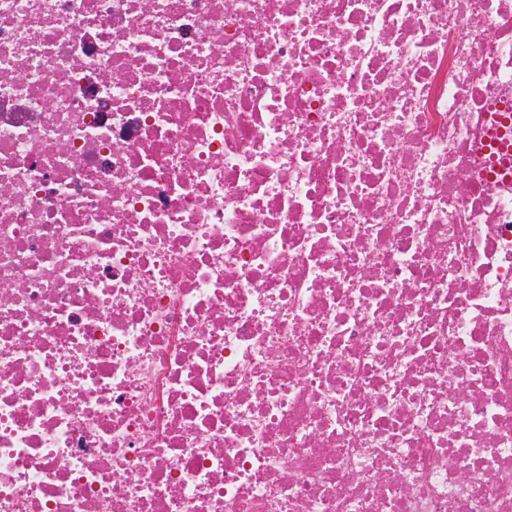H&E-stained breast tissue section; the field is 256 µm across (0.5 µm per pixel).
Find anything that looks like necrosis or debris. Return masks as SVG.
<instances>
[{"label": "necrosis or debris", "instance_id": "1", "mask_svg": "<svg viewBox=\"0 0 512 512\" xmlns=\"http://www.w3.org/2000/svg\"><path fill=\"white\" fill-rule=\"evenodd\" d=\"M0 512H512V0H0Z\"/></svg>", "mask_w": 512, "mask_h": 512}]
</instances>
